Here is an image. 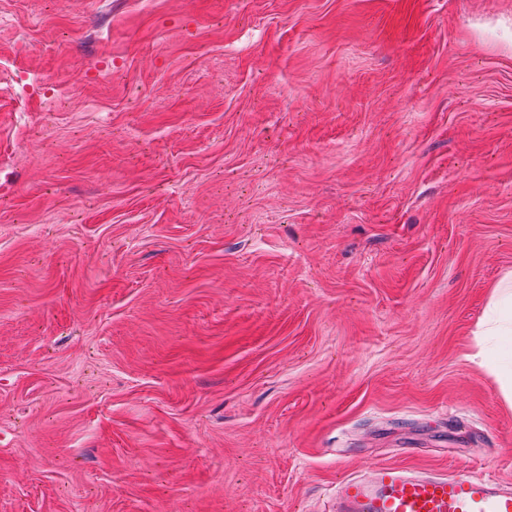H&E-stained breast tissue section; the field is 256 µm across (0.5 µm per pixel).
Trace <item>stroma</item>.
<instances>
[{
  "mask_svg": "<svg viewBox=\"0 0 512 512\" xmlns=\"http://www.w3.org/2000/svg\"><path fill=\"white\" fill-rule=\"evenodd\" d=\"M512 0H0V512L512 482ZM512 275L506 276L496 287L492 297L491 316L477 336H499L504 333L512 335V320L505 315L504 309L512 307Z\"/></svg>",
  "mask_w": 512,
  "mask_h": 512,
  "instance_id": "35a3bbf8",
  "label": "stroma"
}]
</instances>
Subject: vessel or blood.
I'll return each mask as SVG.
<instances>
[{"mask_svg":"<svg viewBox=\"0 0 512 512\" xmlns=\"http://www.w3.org/2000/svg\"><path fill=\"white\" fill-rule=\"evenodd\" d=\"M333 512H512V485L467 474H433L386 464L349 476Z\"/></svg>","mask_w":512,"mask_h":512,"instance_id":"b4317fda","label":"vessel or blood"}]
</instances>
